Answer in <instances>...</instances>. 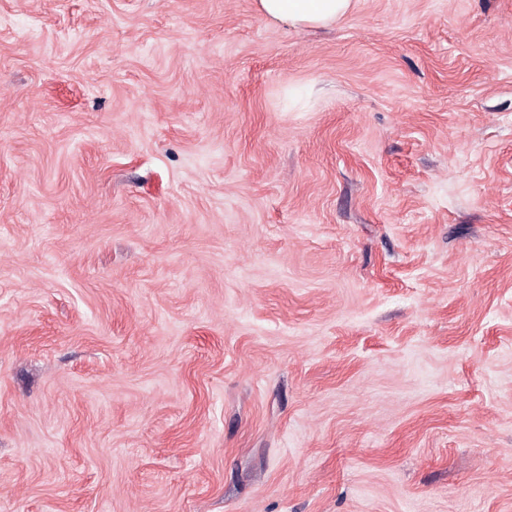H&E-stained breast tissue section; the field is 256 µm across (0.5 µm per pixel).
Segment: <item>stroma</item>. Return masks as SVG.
Listing matches in <instances>:
<instances>
[{
	"mask_svg": "<svg viewBox=\"0 0 512 512\" xmlns=\"http://www.w3.org/2000/svg\"><path fill=\"white\" fill-rule=\"evenodd\" d=\"M0 512H512V0H0ZM354 0H256L268 19L294 28L329 27L344 17Z\"/></svg>",
	"mask_w": 512,
	"mask_h": 512,
	"instance_id": "stroma-1",
	"label": "stroma"
}]
</instances>
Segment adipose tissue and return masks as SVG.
I'll return each mask as SVG.
<instances>
[{
  "mask_svg": "<svg viewBox=\"0 0 512 512\" xmlns=\"http://www.w3.org/2000/svg\"><path fill=\"white\" fill-rule=\"evenodd\" d=\"M268 19L294 27H328L344 17L353 0H256Z\"/></svg>",
  "mask_w": 512,
  "mask_h": 512,
  "instance_id": "obj_1",
  "label": "adipose tissue"
}]
</instances>
